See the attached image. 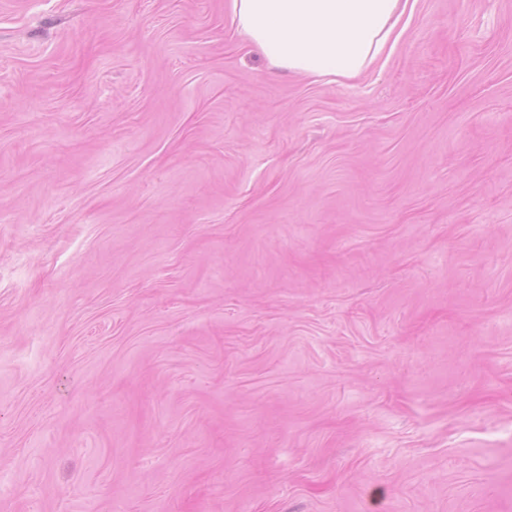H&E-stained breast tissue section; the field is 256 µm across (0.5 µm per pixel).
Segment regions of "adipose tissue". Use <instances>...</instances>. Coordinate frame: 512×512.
I'll return each mask as SVG.
<instances>
[{
    "mask_svg": "<svg viewBox=\"0 0 512 512\" xmlns=\"http://www.w3.org/2000/svg\"><path fill=\"white\" fill-rule=\"evenodd\" d=\"M409 0H229L232 25L269 66L311 82L366 73L399 38Z\"/></svg>",
    "mask_w": 512,
    "mask_h": 512,
    "instance_id": "obj_1",
    "label": "adipose tissue"
}]
</instances>
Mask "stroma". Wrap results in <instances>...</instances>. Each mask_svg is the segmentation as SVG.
Here are the masks:
<instances>
[{
  "mask_svg": "<svg viewBox=\"0 0 512 512\" xmlns=\"http://www.w3.org/2000/svg\"><path fill=\"white\" fill-rule=\"evenodd\" d=\"M224 2L0 0V512H512V0ZM409 0H229L232 25L269 66L313 83L354 80L396 44Z\"/></svg>",
  "mask_w": 512,
  "mask_h": 512,
  "instance_id": "35a3bbf8",
  "label": "stroma"
}]
</instances>
